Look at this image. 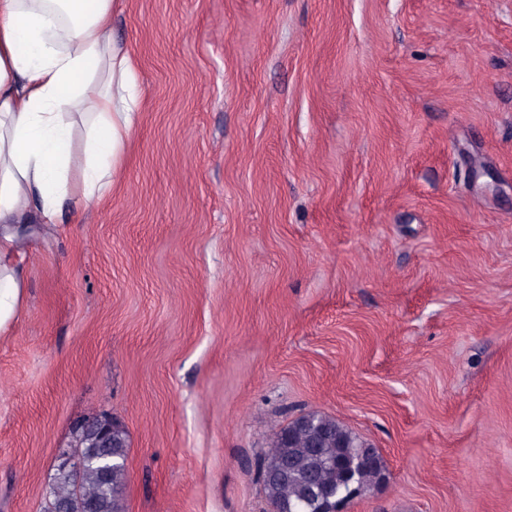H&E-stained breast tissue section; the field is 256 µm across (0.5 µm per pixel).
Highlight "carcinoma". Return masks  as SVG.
I'll use <instances>...</instances> for the list:
<instances>
[{
  "label": "carcinoma",
  "instance_id": "cac0c4a2",
  "mask_svg": "<svg viewBox=\"0 0 512 512\" xmlns=\"http://www.w3.org/2000/svg\"><path fill=\"white\" fill-rule=\"evenodd\" d=\"M81 422L72 427V453L84 458L80 484L69 471H54L53 493L43 512H59V503L78 495L94 512H124L123 489L127 481L128 434L119 423L112 427V443L92 454L86 448ZM368 444L335 419L317 413L304 414L275 432L260 466L261 484L269 504L277 512H305L302 503L308 480L324 492L341 490L343 501L361 495L385 472L382 459L367 463L361 450Z\"/></svg>",
  "mask_w": 512,
  "mask_h": 512
}]
</instances>
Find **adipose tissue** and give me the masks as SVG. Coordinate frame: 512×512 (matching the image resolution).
<instances>
[{"label": "adipose tissue", "mask_w": 512, "mask_h": 512, "mask_svg": "<svg viewBox=\"0 0 512 512\" xmlns=\"http://www.w3.org/2000/svg\"><path fill=\"white\" fill-rule=\"evenodd\" d=\"M116 0H0V226L54 223L66 201L104 197L125 163L138 106L135 62L112 35ZM0 236V335L24 298Z\"/></svg>", "instance_id": "ef3b65f1"}]
</instances>
